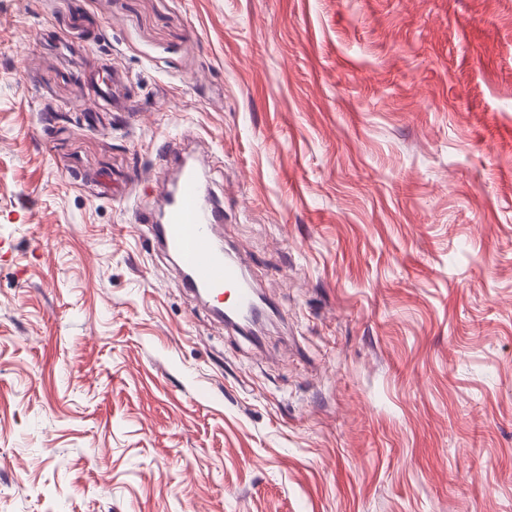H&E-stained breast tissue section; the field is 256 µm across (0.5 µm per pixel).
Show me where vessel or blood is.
<instances>
[{
  "mask_svg": "<svg viewBox=\"0 0 512 512\" xmlns=\"http://www.w3.org/2000/svg\"><path fill=\"white\" fill-rule=\"evenodd\" d=\"M207 166L206 158L175 153V179L162 207L138 213L135 221L151 225L156 245L182 269L186 292L216 312L244 313L254 307L258 293L241 260L218 246L224 200L211 190Z\"/></svg>",
  "mask_w": 512,
  "mask_h": 512,
  "instance_id": "b4317fda",
  "label": "vessel or blood"
}]
</instances>
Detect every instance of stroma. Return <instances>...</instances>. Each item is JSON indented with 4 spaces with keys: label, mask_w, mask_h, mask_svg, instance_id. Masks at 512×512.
<instances>
[{
    "label": "stroma",
    "mask_w": 512,
    "mask_h": 512,
    "mask_svg": "<svg viewBox=\"0 0 512 512\" xmlns=\"http://www.w3.org/2000/svg\"><path fill=\"white\" fill-rule=\"evenodd\" d=\"M0 512H512V0H0ZM173 165L175 179L164 194L163 206L157 213H138L135 222L152 224L155 244L183 270L186 292L220 316L250 311L258 298L255 283L241 260L218 246L224 199L207 182L208 160L176 152ZM226 290L231 299L224 309Z\"/></svg>",
    "instance_id": "1"
}]
</instances>
